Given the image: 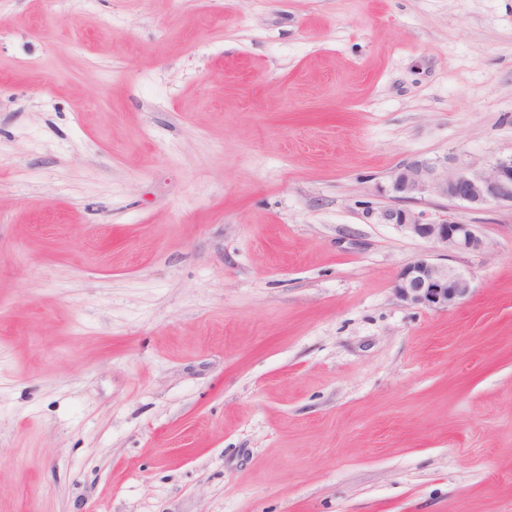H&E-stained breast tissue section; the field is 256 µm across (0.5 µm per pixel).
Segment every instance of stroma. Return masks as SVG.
I'll return each instance as SVG.
<instances>
[{
	"instance_id": "1",
	"label": "stroma",
	"mask_w": 512,
	"mask_h": 512,
	"mask_svg": "<svg viewBox=\"0 0 512 512\" xmlns=\"http://www.w3.org/2000/svg\"><path fill=\"white\" fill-rule=\"evenodd\" d=\"M511 154L512 0H0V512H512V204L365 215ZM366 214L374 223L391 224L411 238L431 241L449 250H475L482 244L475 225L462 223L448 215L431 220L423 212L399 206L368 210ZM394 290L400 300L434 310H448L471 293L470 282L464 275L427 257L403 268Z\"/></svg>"
}]
</instances>
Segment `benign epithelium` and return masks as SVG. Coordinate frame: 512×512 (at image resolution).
<instances>
[{"instance_id":"7a95c632","label":"benign epithelium","mask_w":512,"mask_h":512,"mask_svg":"<svg viewBox=\"0 0 512 512\" xmlns=\"http://www.w3.org/2000/svg\"><path fill=\"white\" fill-rule=\"evenodd\" d=\"M391 188L403 199L431 190L455 202L512 203V155L497 159L488 173L462 170L452 177L432 164L408 166L393 175ZM367 215L376 224H390L411 238L431 241L449 250H475L482 244L475 225L448 216L431 220L423 212L399 206L370 210ZM395 293L408 304L446 310L469 297L471 288L469 280L455 269L421 257L400 272Z\"/></svg>"}]
</instances>
